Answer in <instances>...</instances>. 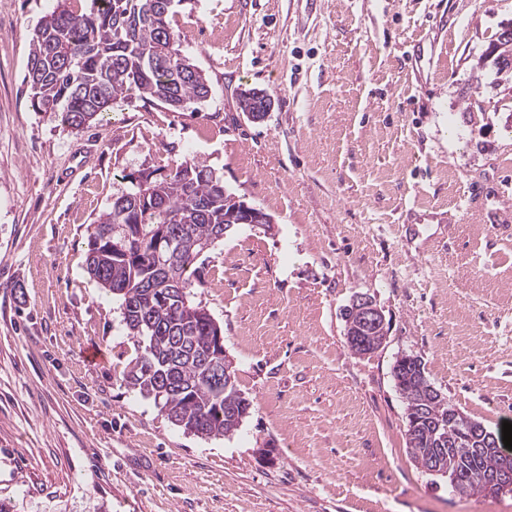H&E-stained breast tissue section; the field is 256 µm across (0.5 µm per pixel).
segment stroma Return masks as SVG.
<instances>
[{
    "mask_svg": "<svg viewBox=\"0 0 512 512\" xmlns=\"http://www.w3.org/2000/svg\"><path fill=\"white\" fill-rule=\"evenodd\" d=\"M0 11V498L14 512H512L406 448L398 356L486 429L512 418V78L485 52L512 0H181L206 101L117 98L79 131L23 82L57 0ZM269 94L263 121L238 107ZM188 164L275 221L201 255L250 414L172 425L126 381L120 302L86 271L92 224L143 171ZM386 340L354 354L342 310ZM101 358L90 364L87 347ZM355 321L348 325V336L353 340L364 329H371V334L382 336L383 339H375L370 336H362L359 342L351 344V350L358 355L370 353L378 349L385 339V318L382 311L376 306L373 300L366 296L356 297L352 304Z\"/></svg>",
    "mask_w": 512,
    "mask_h": 512,
    "instance_id": "1",
    "label": "stroma"
}]
</instances>
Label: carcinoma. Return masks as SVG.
Segmentation results:
<instances>
[{
  "label": "carcinoma",
  "mask_w": 512,
  "mask_h": 512,
  "mask_svg": "<svg viewBox=\"0 0 512 512\" xmlns=\"http://www.w3.org/2000/svg\"><path fill=\"white\" fill-rule=\"evenodd\" d=\"M58 0L32 37L26 83L39 112H50L79 131L108 111L119 96L157 101L178 110L205 101L210 87L203 71L181 54L169 26L168 7L156 0ZM141 189L118 196L90 234L88 274L121 300L128 335L142 350L127 373L130 385L154 397L169 421L205 438L226 437L248 417L250 402L236 383L217 390L209 382V354L217 347L216 320L195 301L202 282L192 266L201 243L220 241L217 226L232 208L219 178L180 165ZM166 232L180 248L176 266L157 268L155 239ZM183 289L179 297L172 282ZM147 283L141 288L139 284ZM393 377L407 401L406 446L428 472L448 478L460 495L489 494L482 472L499 465L512 471V453L502 431L491 433L492 446L470 455L448 428L456 409L427 380L422 360L396 358Z\"/></svg>",
  "instance_id": "cac0c4a2"
}]
</instances>
